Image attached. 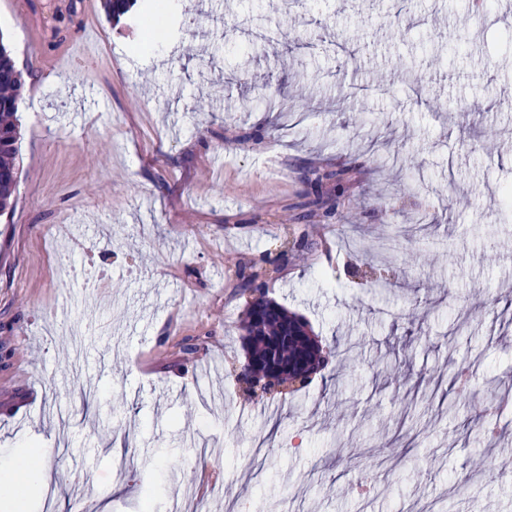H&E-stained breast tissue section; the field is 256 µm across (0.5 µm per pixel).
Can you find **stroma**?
<instances>
[{
    "label": "stroma",
    "instance_id": "stroma-1",
    "mask_svg": "<svg viewBox=\"0 0 512 512\" xmlns=\"http://www.w3.org/2000/svg\"><path fill=\"white\" fill-rule=\"evenodd\" d=\"M173 3L145 48L103 0H0L25 85L0 449L51 477L26 512H139L153 486V512H512V398L486 410L512 395V0ZM264 83L306 97L297 120ZM317 165L352 169L329 219ZM418 217L413 279L377 288L405 260L379 240ZM245 265L359 363L243 396Z\"/></svg>",
    "mask_w": 512,
    "mask_h": 512
}]
</instances>
